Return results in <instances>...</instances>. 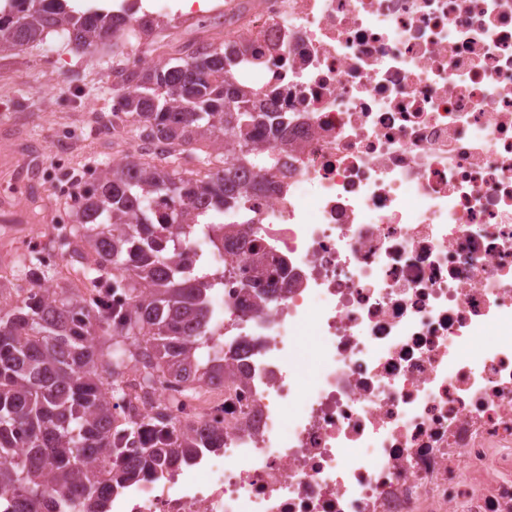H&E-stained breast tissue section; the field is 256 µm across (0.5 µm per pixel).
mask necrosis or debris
I'll return each mask as SVG.
<instances>
[{
    "label": "necrosis or debris",
    "mask_w": 512,
    "mask_h": 512,
    "mask_svg": "<svg viewBox=\"0 0 512 512\" xmlns=\"http://www.w3.org/2000/svg\"><path fill=\"white\" fill-rule=\"evenodd\" d=\"M290 125L246 221L191 225L224 371L156 379L215 447L109 512H512V0H219ZM29 239L0 271L57 266Z\"/></svg>",
    "instance_id": "obj_1"
}]
</instances>
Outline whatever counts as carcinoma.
Masks as SVG:
<instances>
[{
	"label": "carcinoma",
	"instance_id": "obj_1",
	"mask_svg": "<svg viewBox=\"0 0 512 512\" xmlns=\"http://www.w3.org/2000/svg\"><path fill=\"white\" fill-rule=\"evenodd\" d=\"M122 22L95 4L73 16L65 0H18L14 15H0V54L39 44L61 27L71 33L72 49L89 53L110 41L115 58L125 49L117 40ZM171 23L141 24L138 47L164 58L151 68L117 62L112 85L138 125L140 149L165 150L155 163L135 155L84 183L74 240L60 243L96 295L60 288L50 299L33 291L0 307V489L16 492V512H44L56 496L67 498L73 512H106L90 462L124 452L112 440V408L124 393L125 369L143 365L145 383L159 373L192 381L210 359L204 350L214 312L204 292L212 283L193 274L185 228L205 215L244 213L250 192L261 187L258 177L280 164L255 147L254 137L264 129L284 141L288 113L275 110L271 96L237 83L249 47L210 39L173 45ZM226 138L232 148L212 155L211 146ZM84 241L94 248L93 267L85 263ZM114 288L124 291L127 307L109 304ZM209 447L202 438L160 432L138 464L113 474L111 488Z\"/></svg>",
	"mask_w": 512,
	"mask_h": 512
}]
</instances>
